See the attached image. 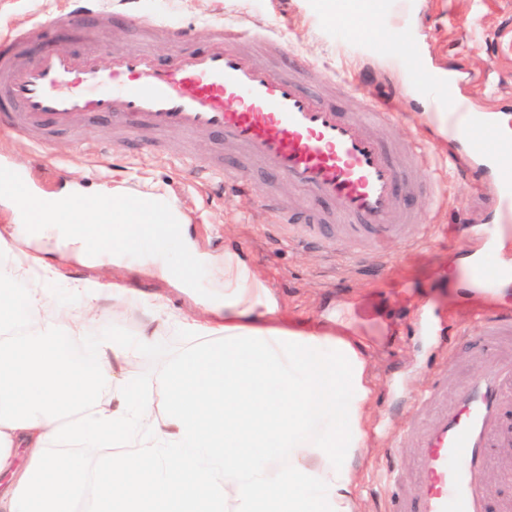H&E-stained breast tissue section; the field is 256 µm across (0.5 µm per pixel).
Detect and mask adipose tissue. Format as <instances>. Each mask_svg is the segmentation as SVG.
<instances>
[{
	"label": "adipose tissue",
	"mask_w": 512,
	"mask_h": 512,
	"mask_svg": "<svg viewBox=\"0 0 512 512\" xmlns=\"http://www.w3.org/2000/svg\"><path fill=\"white\" fill-rule=\"evenodd\" d=\"M0 198L16 218L0 234V512H358L356 456L367 440L368 364L339 326L297 327L271 288L234 250L198 251L185 237L190 217L157 192L114 187L104 207L81 209L83 194L25 208L10 177ZM114 230L112 260L136 256L182 290L207 266L221 300L202 299L177 315L160 297L116 283L74 284L88 320L143 307L136 336L99 337L92 363L57 349L60 330L84 336L86 322L51 305V266L22 250L30 236L56 237L85 256L87 226ZM27 288L15 281L31 270ZM49 317H42V310ZM193 345L161 360L153 386L137 359L161 329ZM223 336L218 345L203 338ZM166 403H158L159 394ZM69 448L59 457L58 448ZM101 448L97 466L82 451Z\"/></svg>",
	"instance_id": "obj_1"
}]
</instances>
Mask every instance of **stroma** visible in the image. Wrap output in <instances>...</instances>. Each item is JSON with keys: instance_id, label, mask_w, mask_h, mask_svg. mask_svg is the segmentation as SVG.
<instances>
[{"instance_id": "35a3bbf8", "label": "stroma", "mask_w": 512, "mask_h": 512, "mask_svg": "<svg viewBox=\"0 0 512 512\" xmlns=\"http://www.w3.org/2000/svg\"><path fill=\"white\" fill-rule=\"evenodd\" d=\"M417 25L412 33L425 67L459 66L477 77V85L460 82L464 94L479 105L512 116V0H416ZM65 0H0V39L25 28L33 19L63 8ZM141 19H156L195 32L196 48L206 43L208 24L236 18L264 29L282 31L293 53L306 61L310 89L334 97L337 105L356 112L362 100L340 95L325 83L324 73L341 71L360 83L367 98L391 100L395 84L409 80L416 68L406 57L368 58V43L388 38V31L349 29L363 36L339 42L323 32L305 0H140ZM365 97V98H366ZM400 124L384 127V136H424L434 147L430 168L413 169L409 177L425 182L437 172L446 201L428 216L436 231L411 248L392 247L378 256L367 241L343 246L300 245L274 228L273 218L249 196L225 193L219 185L195 179L189 165L214 155L219 142L209 135L158 137L150 129L127 135L107 122L89 127L82 136H52L40 147L0 132V171L19 174L26 188L47 196L74 185L86 192L117 185L152 187L175 199L192 222L188 233L200 251L220 255L225 247L241 250L253 270L264 277L281 309L304 327H314L346 308L353 334L363 344L372 378L368 407L369 442L359 462V512H387V479L409 473L410 451L398 447L395 430L418 421L426 410L414 401L430 380L440 359L448 361V380L469 375L474 365L469 348L480 340V314L512 311V283L495 290L479 288L471 278L466 256L474 245L465 239L467 225L489 218V193L475 172L449 168L448 143L430 126L420 103L404 108ZM100 141L104 153L91 157L85 143ZM112 278L167 299L190 312L195 297L134 269L113 268ZM465 326L456 351L443 355L434 327ZM189 341L175 331L159 337L154 350L141 354L139 377L154 384L161 359L187 349Z\"/></svg>"}]
</instances>
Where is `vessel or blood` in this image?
<instances>
[{
  "label": "vessel or blood",
  "instance_id": "b4317fda",
  "mask_svg": "<svg viewBox=\"0 0 512 512\" xmlns=\"http://www.w3.org/2000/svg\"><path fill=\"white\" fill-rule=\"evenodd\" d=\"M135 0H69L48 23L72 32L87 46L85 54L45 47L30 57L27 43L41 25L33 23L0 46V130L42 146L52 135L82 134L102 118L155 134L205 133L224 140L237 160L229 168L212 160L199 165L203 181L220 179L227 192L257 198L274 213L280 229L306 244H329L339 237L367 239L379 248L406 246L429 237V211L438 203L433 181H409L411 168L427 165L429 146L421 138L390 141L379 129L399 122V101L408 91L397 87V102L370 101L353 113L308 88L296 62L274 67L244 51V42L270 47L286 57L288 45L275 31L236 20L213 24L208 45L188 55L157 63L148 46L113 52L108 66L96 57L100 33L113 28L117 15H135ZM310 10L336 34L346 21L382 24L384 0H309ZM78 84L61 95L57 85ZM416 84L431 98L433 116L446 128L449 143H465L471 161L486 174L492 199L491 221L470 227L471 237L488 242L496 224L512 223V136H505L486 110L466 98L448 95V75L419 72ZM251 168L286 179L311 202L329 205V213L310 212L294 222L248 176ZM485 343L475 353L471 376L448 384V364L440 362L420 398L430 413L422 429L398 431V445L412 451L414 491L390 496L389 512H491L484 473L495 467L490 450L512 413V311L485 318Z\"/></svg>",
  "mask_w": 512,
  "mask_h": 512
}]
</instances>
